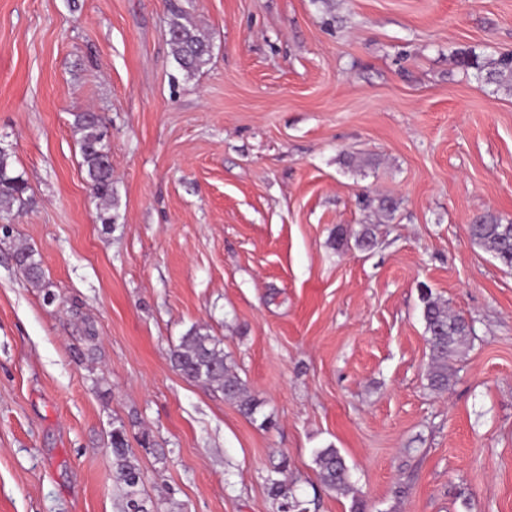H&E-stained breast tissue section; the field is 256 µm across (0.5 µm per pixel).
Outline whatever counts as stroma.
Returning a JSON list of instances; mask_svg holds the SVG:
<instances>
[{"label":"stroma","instance_id":"1","mask_svg":"<svg viewBox=\"0 0 512 512\" xmlns=\"http://www.w3.org/2000/svg\"><path fill=\"white\" fill-rule=\"evenodd\" d=\"M175 5L211 45L192 75ZM509 52L512 0H0V147L32 198L0 234V512H123L118 426L155 512H278L283 460L308 512H512V271L468 235L512 221V92L478 70ZM426 289L474 329L442 393ZM194 327L271 427L172 367ZM82 156V170L85 181L94 199L103 206L100 219L108 224L112 221L109 207L112 205V161L105 145V131L96 114H77L74 120ZM15 261L27 281L35 286L44 283L45 272L41 260L36 258L34 250L28 248L18 250L15 253ZM323 485L329 490L345 493L351 489V473L337 448H319L314 453Z\"/></svg>","mask_w":512,"mask_h":512}]
</instances>
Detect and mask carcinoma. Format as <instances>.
<instances>
[{
    "mask_svg": "<svg viewBox=\"0 0 512 512\" xmlns=\"http://www.w3.org/2000/svg\"><path fill=\"white\" fill-rule=\"evenodd\" d=\"M180 18L181 15L177 13L171 20L168 42L181 70L192 74L208 64L209 45L194 28L180 22ZM487 80L512 91V55H504L491 62ZM74 127L76 133L80 134L81 167L85 181L93 198L103 206L100 216L102 223L110 224L112 161L105 145L101 120L96 114L81 113L75 116ZM27 189L25 180L15 172L10 154L0 149L1 218L8 220L26 208L29 202ZM468 234L472 242L512 269V221L504 223L495 215H482L469 225ZM15 261L27 281L35 286L44 283L45 272L34 250H18ZM422 317L431 353V363L426 373L428 387L437 393L444 392L452 376V361L467 347L472 328L464 317L449 313L428 294L423 296ZM170 360L187 380L223 392L224 397L235 402L246 417L252 418L258 412V400L224 359L221 341L209 333L197 328L189 330L171 350ZM111 451L112 477L127 488L125 508L152 512L147 507L146 498L138 492V487L143 484L142 471L120 427L112 429ZM314 462L326 488L340 493L351 489L350 469L338 449H317ZM270 493L279 501L280 512H307L304 502L296 498L286 480L272 482Z\"/></svg>",
    "mask_w": 512,
    "mask_h": 512,
    "instance_id": "cac0c4a2",
    "label": "carcinoma"
}]
</instances>
